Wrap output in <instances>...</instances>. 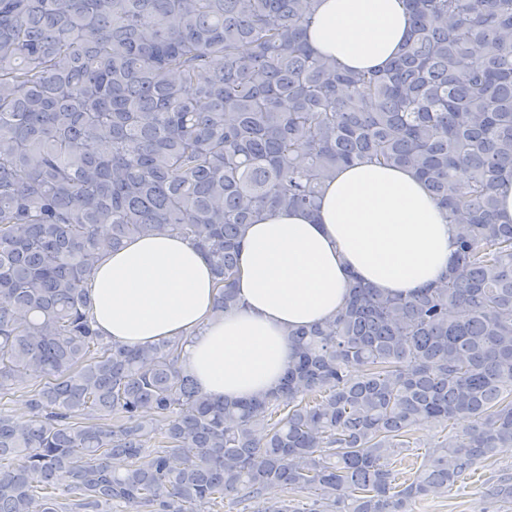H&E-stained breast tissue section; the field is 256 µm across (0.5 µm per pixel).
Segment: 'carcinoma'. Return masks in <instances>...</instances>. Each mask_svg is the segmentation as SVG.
Here are the masks:
<instances>
[{
  "instance_id": "1",
  "label": "carcinoma",
  "mask_w": 512,
  "mask_h": 512,
  "mask_svg": "<svg viewBox=\"0 0 512 512\" xmlns=\"http://www.w3.org/2000/svg\"><path fill=\"white\" fill-rule=\"evenodd\" d=\"M405 3L399 53L355 73L305 41L316 0H0V400L42 377L28 419L0 408V512H411L512 453V0ZM365 160L422 179L457 250L287 329L277 390L207 395L187 340L92 328L94 260L142 235L193 242L238 309L244 227Z\"/></svg>"
}]
</instances>
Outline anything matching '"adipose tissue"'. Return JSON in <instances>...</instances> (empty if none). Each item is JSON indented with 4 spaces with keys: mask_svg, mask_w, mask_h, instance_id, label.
<instances>
[{
    "mask_svg": "<svg viewBox=\"0 0 512 512\" xmlns=\"http://www.w3.org/2000/svg\"><path fill=\"white\" fill-rule=\"evenodd\" d=\"M410 18L403 0H318L310 46L345 69L384 65ZM456 227L411 171L357 163L339 169L309 214L278 210L247 225L237 283L242 306L217 317L206 256L176 235L140 236L102 257L87 281L94 327L129 347L190 336L182 364L211 396L276 389L288 362L286 328L311 326L346 302L350 276L392 296L437 281Z\"/></svg>",
    "mask_w": 512,
    "mask_h": 512,
    "instance_id": "adipose-tissue-1",
    "label": "adipose tissue"
}]
</instances>
